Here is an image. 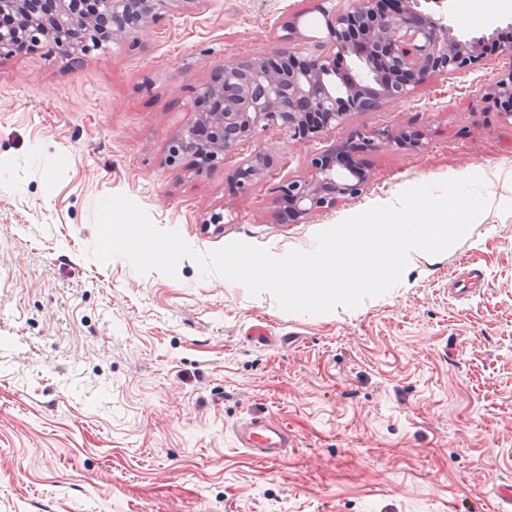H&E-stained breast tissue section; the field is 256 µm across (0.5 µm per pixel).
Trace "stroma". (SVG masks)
<instances>
[{
  "label": "stroma",
  "instance_id": "obj_1",
  "mask_svg": "<svg viewBox=\"0 0 512 512\" xmlns=\"http://www.w3.org/2000/svg\"><path fill=\"white\" fill-rule=\"evenodd\" d=\"M463 2L442 8L461 36L512 27L510 10L467 22ZM292 16L300 47L325 36L317 0H199L77 61L48 39L0 56V512H512L498 497L512 485V127L472 104L500 56L306 143L271 126L214 166L165 163L212 75L280 48ZM380 124L423 129L424 149L361 152L360 196L282 220V184ZM259 151L271 166L240 192ZM470 175L492 206L458 242L330 313L286 312L189 258L171 278L85 255L109 195L197 251L281 257L406 188ZM463 264L488 279L466 301L448 292ZM250 415L294 434L280 460L234 446Z\"/></svg>",
  "mask_w": 512,
  "mask_h": 512
}]
</instances>
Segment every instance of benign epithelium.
Instances as JSON below:
<instances>
[{"instance_id":"1","label":"benign epithelium","mask_w":512,"mask_h":512,"mask_svg":"<svg viewBox=\"0 0 512 512\" xmlns=\"http://www.w3.org/2000/svg\"><path fill=\"white\" fill-rule=\"evenodd\" d=\"M36 0H0V13L17 15L22 30L31 27L51 38L57 32L92 30L82 0H58L49 21L33 9ZM198 0H95L112 12V40L131 29L143 30L163 12L184 8ZM398 6L378 12V0H341L328 9L318 0L327 19V36L300 52L291 47L300 35L293 15L283 25L282 40L290 47L271 55L247 56L215 74L198 97L196 120L172 145L166 158L177 164L190 154L211 164L250 141L256 131L269 126L288 130L295 140L305 139V115L323 116L325 127H339L353 112H379L385 103L402 101L434 75L466 74L477 63V45L490 38L483 34L465 39L428 3L443 0H397ZM502 66L495 81L475 91L479 105L498 106L502 120L512 126V43L499 48ZM371 148L391 144L413 150L423 147V134L409 127L377 125L358 133ZM325 156L311 160L308 174L281 186L297 220L309 219L330 209L343 198L362 193L367 172L359 166L346 169L324 164ZM269 160L261 152L251 155L240 171L241 188L263 178Z\"/></svg>"}]
</instances>
